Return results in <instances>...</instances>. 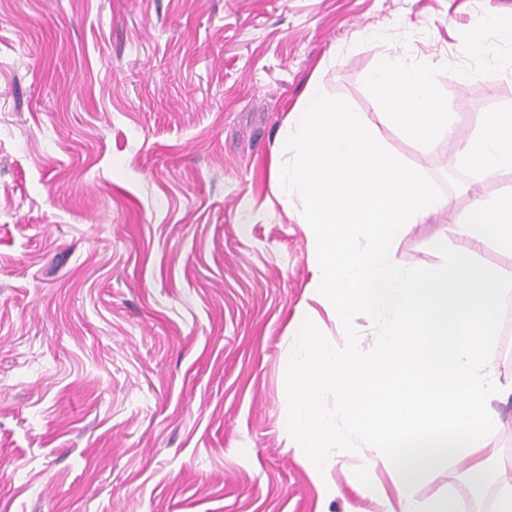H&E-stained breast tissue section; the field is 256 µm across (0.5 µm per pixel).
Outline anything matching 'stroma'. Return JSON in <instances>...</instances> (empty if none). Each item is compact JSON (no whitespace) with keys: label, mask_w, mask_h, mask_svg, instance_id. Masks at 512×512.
I'll list each match as a JSON object with an SVG mask.
<instances>
[{"label":"stroma","mask_w":512,"mask_h":512,"mask_svg":"<svg viewBox=\"0 0 512 512\" xmlns=\"http://www.w3.org/2000/svg\"><path fill=\"white\" fill-rule=\"evenodd\" d=\"M512 0H0V512H381L342 452L323 499L289 447L295 319L312 255L271 191L304 87L364 113L445 207L394 247L408 267L512 171L459 156L512 110ZM480 34L479 50L460 44ZM433 67L452 131L384 121L391 54ZM457 461L415 490L492 512Z\"/></svg>","instance_id":"obj_1"}]
</instances>
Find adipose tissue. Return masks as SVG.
<instances>
[{
    "label": "adipose tissue",
    "instance_id": "ef3b65f1",
    "mask_svg": "<svg viewBox=\"0 0 512 512\" xmlns=\"http://www.w3.org/2000/svg\"><path fill=\"white\" fill-rule=\"evenodd\" d=\"M371 86L383 118L400 123L413 137L428 140L446 127L448 109L437 92L430 67L396 55L373 73ZM459 161L474 170L512 171V113H487L480 133L460 154ZM456 233L474 245L490 241L512 251V195L491 205L476 202L457 224Z\"/></svg>",
    "mask_w": 512,
    "mask_h": 512
}]
</instances>
